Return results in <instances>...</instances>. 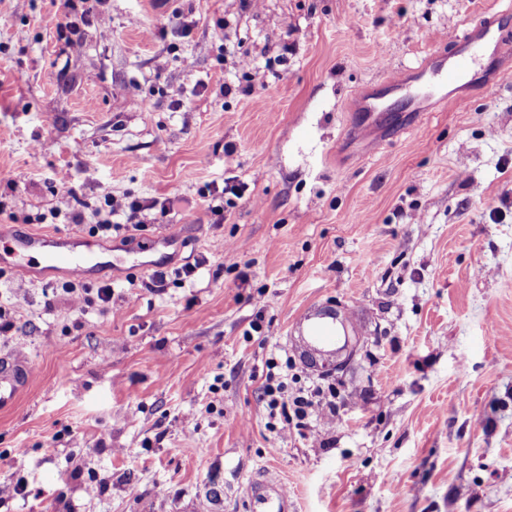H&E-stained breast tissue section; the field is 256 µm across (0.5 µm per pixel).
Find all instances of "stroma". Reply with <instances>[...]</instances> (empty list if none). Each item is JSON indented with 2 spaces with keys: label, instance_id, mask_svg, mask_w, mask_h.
<instances>
[{
  "label": "stroma",
  "instance_id": "35a3bbf8",
  "mask_svg": "<svg viewBox=\"0 0 512 512\" xmlns=\"http://www.w3.org/2000/svg\"><path fill=\"white\" fill-rule=\"evenodd\" d=\"M510 6L105 0L76 52L60 0H0V225L94 242L80 309L0 267V352L33 369L0 512H249L269 474L290 512H512V39L466 107L354 114ZM108 192L167 210L95 237ZM312 304L363 321L326 373L289 334ZM273 362L315 393L305 425L270 417Z\"/></svg>",
  "mask_w": 512,
  "mask_h": 512
}]
</instances>
